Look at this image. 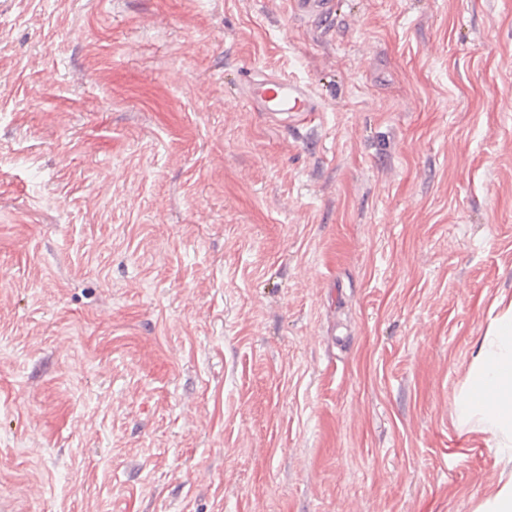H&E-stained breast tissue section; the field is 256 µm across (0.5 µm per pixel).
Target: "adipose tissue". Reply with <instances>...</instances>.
<instances>
[{
    "mask_svg": "<svg viewBox=\"0 0 512 512\" xmlns=\"http://www.w3.org/2000/svg\"><path fill=\"white\" fill-rule=\"evenodd\" d=\"M460 424L478 423L512 465V303L479 340L471 381L456 401Z\"/></svg>",
    "mask_w": 512,
    "mask_h": 512,
    "instance_id": "ef3b65f1",
    "label": "adipose tissue"
}]
</instances>
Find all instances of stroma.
<instances>
[{
  "label": "stroma",
  "mask_w": 512,
  "mask_h": 512,
  "mask_svg": "<svg viewBox=\"0 0 512 512\" xmlns=\"http://www.w3.org/2000/svg\"><path fill=\"white\" fill-rule=\"evenodd\" d=\"M503 298L512 0H0V512H475ZM294 9L304 15H310L326 21L336 11L334 0H293ZM240 93L253 109L280 121L299 123L311 112H318V103L305 83L279 75L254 76Z\"/></svg>",
  "instance_id": "35a3bbf8"
}]
</instances>
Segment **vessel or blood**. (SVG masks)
<instances>
[{"label": "vessel or blood", "instance_id": "vessel-or-blood-1", "mask_svg": "<svg viewBox=\"0 0 512 512\" xmlns=\"http://www.w3.org/2000/svg\"><path fill=\"white\" fill-rule=\"evenodd\" d=\"M293 5L297 12L322 21L329 19L336 10L335 0H293ZM240 93L253 109L280 121L299 123L318 109L305 83L279 75L250 78Z\"/></svg>", "mask_w": 512, "mask_h": 512}]
</instances>
